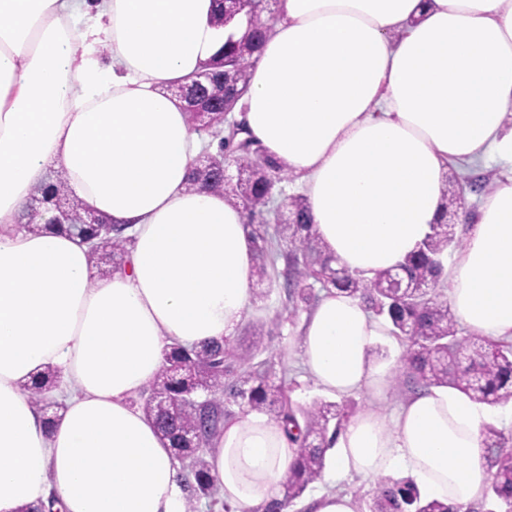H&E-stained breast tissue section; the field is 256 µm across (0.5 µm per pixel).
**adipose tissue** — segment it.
Masks as SVG:
<instances>
[{"label":"adipose tissue","mask_w":512,"mask_h":512,"mask_svg":"<svg viewBox=\"0 0 512 512\" xmlns=\"http://www.w3.org/2000/svg\"><path fill=\"white\" fill-rule=\"evenodd\" d=\"M213 0H0V512H185L167 441L136 403L166 346L234 336L256 247L241 207L189 187L202 145L168 87L189 82L229 34ZM241 119L305 187L316 237L370 278L416 252L444 219L449 164L512 162V0H278ZM133 235L99 276L53 226L24 230L51 172ZM448 306L469 333L512 340V175L484 195L464 246L438 254ZM386 323L327 289L301 326L324 392L383 399L370 360ZM59 374L46 425L22 385ZM492 410L450 388L368 410L337 434L325 480L411 478L471 512L484 493ZM299 447L250 412L207 455L233 512H264Z\"/></svg>","instance_id":"ef3b65f1"}]
</instances>
